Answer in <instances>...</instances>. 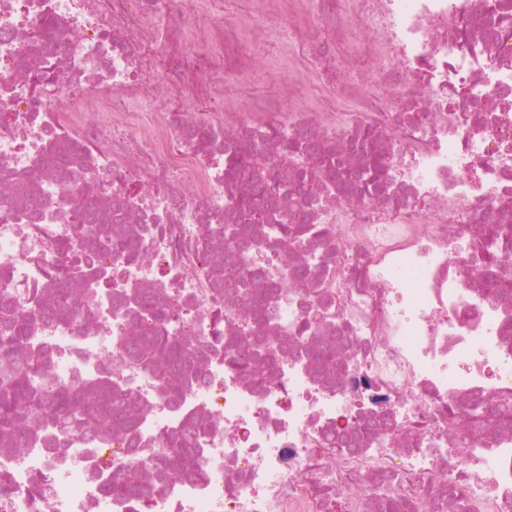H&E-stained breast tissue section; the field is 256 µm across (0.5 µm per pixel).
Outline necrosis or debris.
<instances>
[{
  "instance_id": "necrosis-or-debris-1",
  "label": "necrosis or debris",
  "mask_w": 512,
  "mask_h": 512,
  "mask_svg": "<svg viewBox=\"0 0 512 512\" xmlns=\"http://www.w3.org/2000/svg\"><path fill=\"white\" fill-rule=\"evenodd\" d=\"M340 0H316L331 45L354 71L388 51L380 76L397 107L343 77L340 114L286 110L283 98L254 111L134 112L159 100L158 55L173 89L224 92L211 61L249 59L220 16L222 0H0V303L35 309L29 348L69 386L100 377L138 402L134 430L108 436L46 426L37 443L0 449L12 492L0 512H142L134 496L105 487L129 468L151 479L164 435L191 417L213 424L195 451L204 478L157 487L151 512H512V232L480 247L485 225L512 229V0H356L370 26L351 38ZM198 43L188 47L185 18ZM45 72V97L27 76ZM390 169L381 197L348 191L365 132ZM303 145L280 154L276 136ZM256 140L265 178L289 197L269 206L274 240L241 289L224 267V239L206 225L238 224L224 158ZM314 154L338 162L299 180ZM104 216L130 228L136 261L99 250L76 263L113 272L92 291L81 325L54 311L55 243ZM310 227L297 247L281 224ZM166 300L171 335L200 336V375L178 401L124 353L135 311L127 289ZM332 348L315 374L307 357ZM254 356L271 379L244 380L228 350Z\"/></svg>"
}]
</instances>
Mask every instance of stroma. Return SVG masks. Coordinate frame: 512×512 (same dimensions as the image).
<instances>
[{
  "instance_id": "1",
  "label": "stroma",
  "mask_w": 512,
  "mask_h": 512,
  "mask_svg": "<svg viewBox=\"0 0 512 512\" xmlns=\"http://www.w3.org/2000/svg\"><path fill=\"white\" fill-rule=\"evenodd\" d=\"M224 24L238 32L244 49L258 58L254 70L231 73L225 78L227 92L241 110H248L258 98L275 97L290 91L300 112H344L348 106L336 99L332 90L315 80H296L297 72L306 70L307 61L289 58L283 46L296 33L275 10L256 16L253 0H227Z\"/></svg>"
}]
</instances>
